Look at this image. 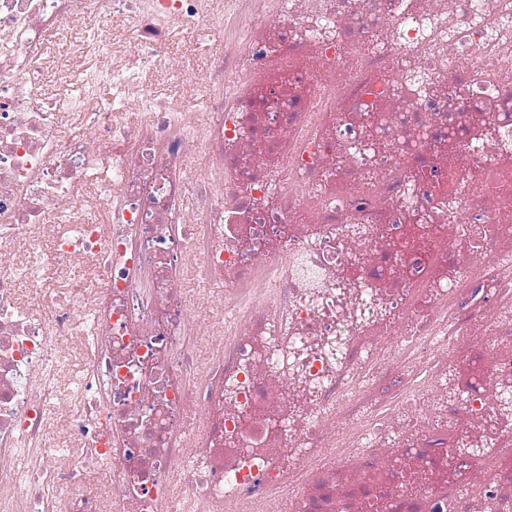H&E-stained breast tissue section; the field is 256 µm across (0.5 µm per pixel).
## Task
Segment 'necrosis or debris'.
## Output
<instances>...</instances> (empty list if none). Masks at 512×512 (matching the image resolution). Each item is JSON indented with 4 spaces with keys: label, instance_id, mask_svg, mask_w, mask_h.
I'll return each instance as SVG.
<instances>
[{
    "label": "necrosis or debris",
    "instance_id": "obj_1",
    "mask_svg": "<svg viewBox=\"0 0 512 512\" xmlns=\"http://www.w3.org/2000/svg\"><path fill=\"white\" fill-rule=\"evenodd\" d=\"M105 502L512 512V0H0V512ZM45 276L47 277L46 285L49 288H57L60 283L68 278L82 280L86 288L93 287L92 271L88 266L82 264H76L56 274L48 273ZM79 361H74L70 373V385L65 392V396L52 407L53 416L58 420H63L66 416L76 413L81 409L80 397L75 390V383L80 377Z\"/></svg>",
    "mask_w": 512,
    "mask_h": 512
}]
</instances>
